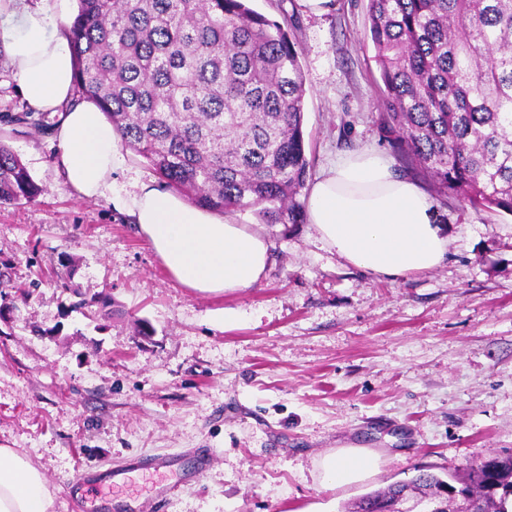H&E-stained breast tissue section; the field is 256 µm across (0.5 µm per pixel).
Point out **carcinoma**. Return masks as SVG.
Listing matches in <instances>:
<instances>
[{
	"label": "carcinoma",
	"instance_id": "1",
	"mask_svg": "<svg viewBox=\"0 0 512 512\" xmlns=\"http://www.w3.org/2000/svg\"><path fill=\"white\" fill-rule=\"evenodd\" d=\"M74 92L197 207L302 224L304 74L247 0H79ZM388 122L438 192L512 214V0H369ZM41 193L0 142V206ZM512 512V455L422 471L349 512Z\"/></svg>",
	"mask_w": 512,
	"mask_h": 512
}]
</instances>
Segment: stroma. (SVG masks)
I'll use <instances>...</instances> for the list:
<instances>
[{"instance_id": "1", "label": "stroma", "mask_w": 512, "mask_h": 512, "mask_svg": "<svg viewBox=\"0 0 512 512\" xmlns=\"http://www.w3.org/2000/svg\"><path fill=\"white\" fill-rule=\"evenodd\" d=\"M249 5L300 47L311 173L382 152L429 196L448 254L391 279L348 264L311 224L276 225L259 285L184 288L126 213L67 185L59 113L31 112L0 52V140L42 189L0 206V445L44 474L54 512H346L417 469L512 454V216L440 196L405 153L369 0L321 15ZM155 179L119 150L114 193ZM351 446L379 452L377 472L324 485L318 461Z\"/></svg>"}]
</instances>
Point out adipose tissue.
<instances>
[{
  "mask_svg": "<svg viewBox=\"0 0 512 512\" xmlns=\"http://www.w3.org/2000/svg\"><path fill=\"white\" fill-rule=\"evenodd\" d=\"M71 0H0V47L22 96L40 111L61 112L60 166L78 197L112 196L118 137L95 107L71 105L74 58L61 32ZM114 206L133 217L171 277L202 294H234L259 284L271 264L266 234L220 221L152 184H137ZM308 219L320 239L351 265L400 278L442 264L448 240L427 194L371 149L339 156L315 179ZM380 457L368 448H340L319 462L325 483L350 484L371 475ZM43 473L14 449L0 447V512H52Z\"/></svg>",
  "mask_w": 512,
  "mask_h": 512,
  "instance_id": "1",
  "label": "adipose tissue"
}]
</instances>
